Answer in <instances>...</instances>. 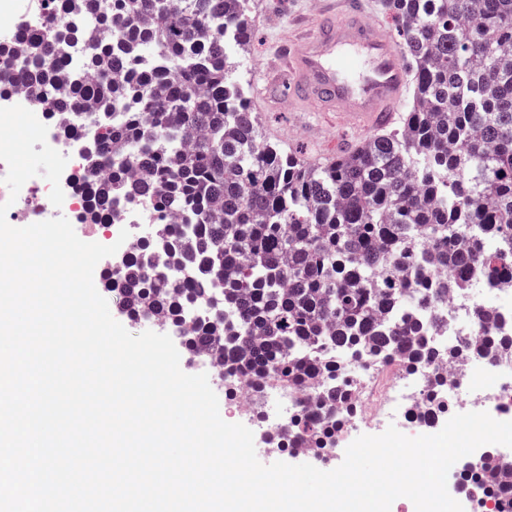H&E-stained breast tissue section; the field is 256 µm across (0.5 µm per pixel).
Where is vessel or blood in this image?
Returning a JSON list of instances; mask_svg holds the SVG:
<instances>
[{
  "instance_id": "1",
  "label": "vessel or blood",
  "mask_w": 512,
  "mask_h": 512,
  "mask_svg": "<svg viewBox=\"0 0 512 512\" xmlns=\"http://www.w3.org/2000/svg\"><path fill=\"white\" fill-rule=\"evenodd\" d=\"M288 73L301 96L370 129L392 120L409 81L390 35L357 14L314 22L290 51Z\"/></svg>"
}]
</instances>
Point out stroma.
I'll return each mask as SVG.
<instances>
[{
  "mask_svg": "<svg viewBox=\"0 0 512 512\" xmlns=\"http://www.w3.org/2000/svg\"><path fill=\"white\" fill-rule=\"evenodd\" d=\"M357 8L385 31L393 25L383 0H252L255 26L240 54V82L249 94L251 109L263 135L298 152L308 163L335 158L368 138V130L336 119H322L318 110L293 104L287 89L286 48L322 12L343 15Z\"/></svg>",
  "mask_w": 512,
  "mask_h": 512,
  "instance_id": "1",
  "label": "stroma"
}]
</instances>
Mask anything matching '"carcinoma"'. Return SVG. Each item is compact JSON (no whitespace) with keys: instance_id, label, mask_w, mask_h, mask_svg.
Segmentation results:
<instances>
[{"instance_id":"1","label":"carcinoma","mask_w":512,"mask_h":512,"mask_svg":"<svg viewBox=\"0 0 512 512\" xmlns=\"http://www.w3.org/2000/svg\"><path fill=\"white\" fill-rule=\"evenodd\" d=\"M410 69L401 126L320 166L267 141L238 79L253 30L251 0H41L45 24L20 27L23 86L62 78L60 48L94 16L111 36L91 43L89 77L52 100L58 112L108 101L85 148L97 224L130 204L183 219L110 268L132 320L162 318L189 353L224 368V391L271 380L306 405L276 453L336 449L357 403L352 366L408 372L416 360L466 361L429 345L419 317L444 321L455 288L512 273V0H385ZM209 325L187 331L192 312ZM484 348L512 350L489 333ZM448 380L416 414L448 417ZM484 500L512 489V468L466 462Z\"/></svg>"}]
</instances>
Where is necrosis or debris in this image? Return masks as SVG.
<instances>
[{
    "instance_id": "obj_1",
    "label": "necrosis or debris",
    "mask_w": 512,
    "mask_h": 512,
    "mask_svg": "<svg viewBox=\"0 0 512 512\" xmlns=\"http://www.w3.org/2000/svg\"><path fill=\"white\" fill-rule=\"evenodd\" d=\"M42 23L33 0H0L1 42L12 41L18 25L36 29ZM42 112L48 128V144L68 158L60 179L64 202L59 207L51 203V185L47 182L32 183L17 199H10L9 189L3 182L8 166L0 161V203L9 202L6 218L11 224H33L56 217L75 219L89 206L86 196L77 189L78 184L87 178L82 149L93 134L89 112L85 109L69 113H55L48 109ZM476 305L470 293H452L446 322L433 324L430 331L436 347L453 345L468 351L470 357L465 366L452 371L442 363L417 366L411 372L414 386L408 392L401 389L399 375L386 377L371 367L362 370L365 383L359 397L357 421L371 422L395 413L412 414L415 405L427 396L437 373L447 374L449 384L465 386L471 401L494 405L496 419L512 421V355L502 351L483 352L485 331L474 318ZM298 400L297 393L272 385L258 391L247 387L236 391L231 398L239 413L254 417L259 424L268 420L266 408L269 403H277L284 414L290 415L297 411Z\"/></svg>"
}]
</instances>
